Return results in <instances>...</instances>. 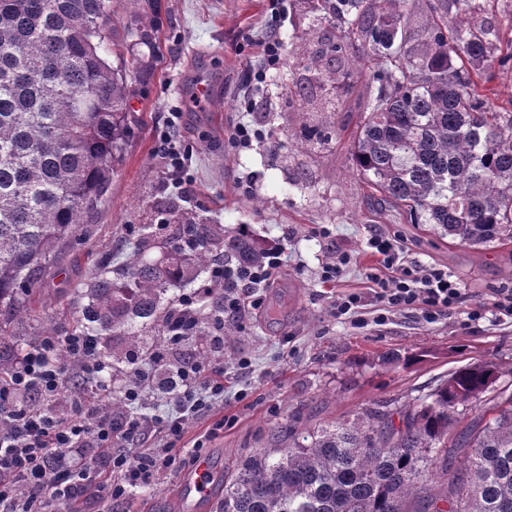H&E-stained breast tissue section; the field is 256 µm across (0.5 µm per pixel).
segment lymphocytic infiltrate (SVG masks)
<instances>
[{"instance_id":"f902f5d3","label":"lymphocytic infiltrate","mask_w":512,"mask_h":512,"mask_svg":"<svg viewBox=\"0 0 512 512\" xmlns=\"http://www.w3.org/2000/svg\"><path fill=\"white\" fill-rule=\"evenodd\" d=\"M286 0H269V32L256 44L259 68L249 71L243 94L244 111H253L254 88L260 87L269 69L278 67L282 42L277 36ZM368 248L377 254V265L368 273L370 286L364 293L339 296L333 307L337 319L361 323L366 305H374L376 324L382 325L396 312H416L434 322L461 308L464 295L447 269L407 261L400 242L372 230ZM285 262L281 247L267 249L266 260L257 265L220 267L212 277L224 284V310L228 319H240L259 309L261 289L270 287ZM197 295L183 296L169 323L170 346L165 354H151V361L176 363L180 381L176 410L160 418L157 429L164 439L158 449L130 455L116 448L119 442L137 441L145 434L136 418L122 421L95 414L91 422L61 416L46 402L60 391L67 367L56 363L52 351L65 349L85 376L103 375L107 365L99 357L91 336H48L16 358L6 378H0V418L8 423L0 431V512H47L50 499L68 501L83 497L94 488L103 502L125 500L136 489L150 485L160 470L182 468L185 457L176 454L189 417L207 411L223 397L224 383L217 377L216 362L224 358V338L212 336V360L203 363L182 356V320L197 316ZM42 398V407L29 404V397Z\"/></svg>"}]
</instances>
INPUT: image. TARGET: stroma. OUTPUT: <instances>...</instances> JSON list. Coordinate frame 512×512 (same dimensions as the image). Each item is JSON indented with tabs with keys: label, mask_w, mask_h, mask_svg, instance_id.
<instances>
[{
	"label": "stroma",
	"mask_w": 512,
	"mask_h": 512,
	"mask_svg": "<svg viewBox=\"0 0 512 512\" xmlns=\"http://www.w3.org/2000/svg\"><path fill=\"white\" fill-rule=\"evenodd\" d=\"M152 1L160 17L155 56L151 71L127 81L123 160L101 204L76 225L73 242L38 284L42 312L55 319L59 336L69 334L72 314L84 306L83 286L92 272L114 257L117 240L134 239L137 225L151 218L153 202L172 191L156 141L157 132L171 126L193 150L187 178L194 190L185 200L196 221L242 227L252 238L283 244L288 254L262 295V308L238 321L243 339L224 349V400L190 420L182 455L201 451L214 471H227L275 446L274 430L286 421L314 428L382 403L395 409L477 359L499 364V386L512 392V316L492 307L498 291L512 289V239L459 244L428 224H401L387 213L374 217L348 136L297 146L303 126L346 125L353 115L330 108V91L288 102L282 83L305 75L291 56L268 75L254 111L241 114L242 81L258 63L247 42L266 32L267 0H119L112 22L117 42L132 46L127 29ZM244 117L261 126L266 140L226 147L228 127ZM321 226L331 239L316 235ZM375 228L399 239L410 259L448 268L465 293L462 310L431 324L397 312L378 326L369 306L367 327L335 319L331 305L338 294L367 288L365 272L374 259L366 242ZM334 247L351 261L329 288L320 273ZM478 305L482 318L466 322L465 311ZM392 352L411 357V364L388 363ZM242 356L251 365L240 371ZM219 418L224 428L216 432ZM187 475L184 469L162 473L113 504L112 512H208L184 496Z\"/></svg>",
	"instance_id": "stroma-1"
}]
</instances>
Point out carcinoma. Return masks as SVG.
Instances as JSON below:
<instances>
[{
    "mask_svg": "<svg viewBox=\"0 0 512 512\" xmlns=\"http://www.w3.org/2000/svg\"><path fill=\"white\" fill-rule=\"evenodd\" d=\"M481 4L427 0L424 41L408 50L415 0H321L317 45L299 38L290 49L306 86L287 91L292 101L308 87L343 89L371 203L472 245L512 239V112L493 111L480 83L512 51L493 55L490 28L450 18ZM117 5L0 0V303L22 319L40 301L39 276L106 194L127 135V77L150 66L134 53L110 64ZM156 25L154 12L128 36L150 48ZM334 139V125L300 137L311 146ZM156 220L175 225L160 257H146L157 224L140 225L122 261L84 285L77 332L140 348L149 333L166 335L171 289L265 255L235 228L193 222L176 193L158 204ZM216 321L202 308L188 332L204 342ZM500 377L496 362L475 360L396 414L282 426L288 445L214 476L216 512H512V396L491 395ZM461 407L474 418L456 432Z\"/></svg>",
    "mask_w": 512,
    "mask_h": 512,
    "instance_id": "cac0c4a2",
    "label": "carcinoma"
}]
</instances>
